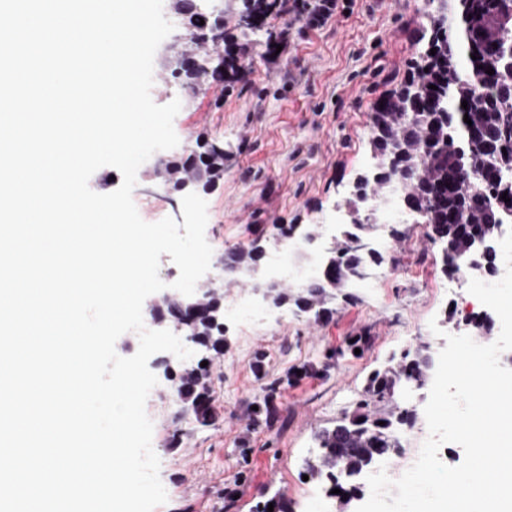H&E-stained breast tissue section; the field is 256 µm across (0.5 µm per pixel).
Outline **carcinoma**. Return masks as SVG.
I'll return each mask as SVG.
<instances>
[{
	"instance_id": "carcinoma-1",
	"label": "carcinoma",
	"mask_w": 512,
	"mask_h": 512,
	"mask_svg": "<svg viewBox=\"0 0 512 512\" xmlns=\"http://www.w3.org/2000/svg\"><path fill=\"white\" fill-rule=\"evenodd\" d=\"M195 0L189 14L182 54L196 57L198 66L167 62L173 82L191 94L207 92L237 78L240 59L224 58V72L208 69L210 52L193 46L209 43L207 35L232 0H213L203 8ZM407 79L378 98L372 109V176L361 174L357 203L349 206L352 225L344 240L330 249L318 283L289 292L274 289L276 299L292 300L300 312L318 321L329 313L334 293L345 300V289L363 280L362 270L379 267L382 257L354 244L364 242L376 224L364 219L358 204L380 196L393 184L402 188L403 205L417 223L428 226L427 236L441 246L442 271L475 256L471 268L479 275L498 272V240L503 226L512 224V0H430ZM270 0H239L237 26L255 33L267 30V52L275 50ZM455 25L448 27V12ZM436 53H431V49ZM495 70L490 75L487 69ZM467 107H461L462 103ZM471 123L464 122V118ZM224 171V149H212L203 186L215 183ZM507 196L506 202L501 196ZM230 262L253 270L254 251L225 253ZM206 348H224L219 327L200 318L185 326ZM433 364L431 344L406 349L373 371L358 394L354 409L344 410L314 437L315 451L304 462L310 479L324 485L326 495L347 504L364 495V479L376 461L400 456L402 435L414 425L416 409L403 396L424 388ZM176 392L191 400L195 419L205 425L211 415L208 373L201 366L183 369L175 380Z\"/></svg>"
}]
</instances>
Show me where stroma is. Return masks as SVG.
<instances>
[{
    "label": "stroma",
    "mask_w": 512,
    "mask_h": 512,
    "mask_svg": "<svg viewBox=\"0 0 512 512\" xmlns=\"http://www.w3.org/2000/svg\"><path fill=\"white\" fill-rule=\"evenodd\" d=\"M428 0H357L353 11L325 25L277 21L280 52L265 51V34L246 35L226 13V33L246 49L245 74L223 95L181 96L173 127L177 148L160 158L180 160L183 147L204 138L224 147V174L202 197L205 238L214 256L272 238L282 224H330L355 179L372 164L374 102L406 74ZM149 158L138 170L133 201L149 223L182 220V195L169 189ZM390 240V261L356 299L331 305L330 318L309 321L289 306L273 318L225 313L223 354L195 347L210 361L214 416L199 424L170 392L149 394L152 446L167 492L155 512H252L281 494L294 512H336L320 483L304 479L303 460L315 432L351 408L366 377L391 355L446 335L493 343L465 318L475 298L449 288L442 254L422 224H403ZM440 335L429 336L430 323ZM370 333L358 356L347 341ZM342 349V356L328 353ZM263 369L255 371L256 353ZM280 381L275 410L259 420L253 408L266 382Z\"/></svg>",
    "instance_id": "obj_1"
}]
</instances>
